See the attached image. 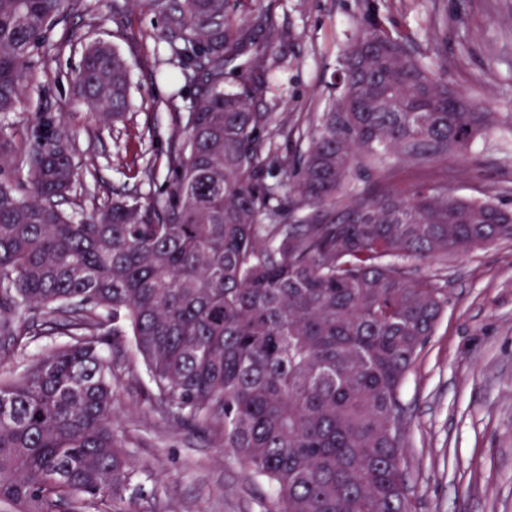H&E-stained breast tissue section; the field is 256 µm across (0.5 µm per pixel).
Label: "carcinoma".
Listing matches in <instances>:
<instances>
[{
    "label": "carcinoma",
    "mask_w": 512,
    "mask_h": 512,
    "mask_svg": "<svg viewBox=\"0 0 512 512\" xmlns=\"http://www.w3.org/2000/svg\"><path fill=\"white\" fill-rule=\"evenodd\" d=\"M77 2L0 0L1 113L23 107ZM146 2L197 86L162 204L127 193L75 220L58 204L76 175L64 126L52 143L36 113L20 144L0 134V336L68 337L0 374V505L85 512L132 484L102 354L128 336L158 405L221 437L277 512H413L401 394L448 305L418 266L512 240V209L446 186L367 196L352 179L462 152L490 113L369 12L315 127L273 133V113L255 109L263 77L224 89L269 48L234 23L231 0ZM75 84L100 120L124 118L116 49L90 46ZM277 134L300 148L282 193L263 182Z\"/></svg>",
    "instance_id": "cac0c4a2"
}]
</instances>
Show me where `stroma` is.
Wrapping results in <instances>:
<instances>
[{
  "label": "stroma",
  "instance_id": "1",
  "mask_svg": "<svg viewBox=\"0 0 512 512\" xmlns=\"http://www.w3.org/2000/svg\"><path fill=\"white\" fill-rule=\"evenodd\" d=\"M273 5L278 32L258 16ZM394 33L437 62L450 85L481 102L494 125L463 153L388 172L395 189L422 182L463 197H489L512 209V0H240L237 23L269 39L261 65L268 90L256 107L292 127L322 111L346 47L366 7ZM141 0H79L60 20L53 48L22 88L24 111L0 113V132L22 138L33 113L63 122L75 145L77 177L61 199L75 218L118 193L163 197L172 136L194 101L171 81L183 42ZM116 47L130 65L132 107L105 125L77 94L84 48ZM448 290V305L407 375L405 478L415 512H512V241L502 240L422 267ZM61 336L0 342V368L22 371ZM118 368L114 429L136 466L122 494L127 512H274L264 484L201 428L175 422L151 399L131 342L110 348Z\"/></svg>",
  "mask_w": 512,
  "mask_h": 512
}]
</instances>
